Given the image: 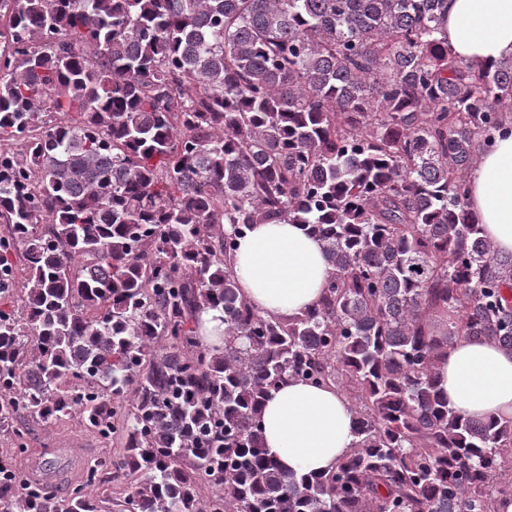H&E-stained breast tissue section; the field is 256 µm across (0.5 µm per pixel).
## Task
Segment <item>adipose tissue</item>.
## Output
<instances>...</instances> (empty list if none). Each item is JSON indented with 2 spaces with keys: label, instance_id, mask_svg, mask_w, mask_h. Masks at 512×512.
<instances>
[{
  "label": "adipose tissue",
  "instance_id": "1",
  "mask_svg": "<svg viewBox=\"0 0 512 512\" xmlns=\"http://www.w3.org/2000/svg\"><path fill=\"white\" fill-rule=\"evenodd\" d=\"M448 46L458 57L493 63L512 57V0H448ZM469 207L497 252L512 254V134L498 138L469 174ZM237 288L264 316L318 305L331 268L324 245L298 224H256L232 259ZM438 389L467 417L512 419V351L482 340L443 348ZM264 447L299 476L331 470L354 441L353 414L334 385L289 378L262 410Z\"/></svg>",
  "mask_w": 512,
  "mask_h": 512
}]
</instances>
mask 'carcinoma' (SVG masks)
<instances>
[{
    "mask_svg": "<svg viewBox=\"0 0 512 512\" xmlns=\"http://www.w3.org/2000/svg\"><path fill=\"white\" fill-rule=\"evenodd\" d=\"M446 0H0V428L76 416L96 459L64 500L0 458V512H499L512 419L436 388L440 351L512 350V254L467 177L512 132V59L455 56ZM75 112L79 120H57ZM302 224L332 267L265 317L231 261ZM22 257V265L11 260ZM224 313L221 349L196 314ZM333 384L355 441L296 478L262 445L287 378ZM211 494L200 497L202 487ZM136 484V477H121L118 481L114 480L108 483H104L103 485L91 489L92 494L106 502L101 503L102 511L101 512H113V511H104V510H112V503L109 500L112 498H120L127 495L132 487Z\"/></svg>",
    "mask_w": 512,
    "mask_h": 512,
    "instance_id": "1",
    "label": "carcinoma"
}]
</instances>
